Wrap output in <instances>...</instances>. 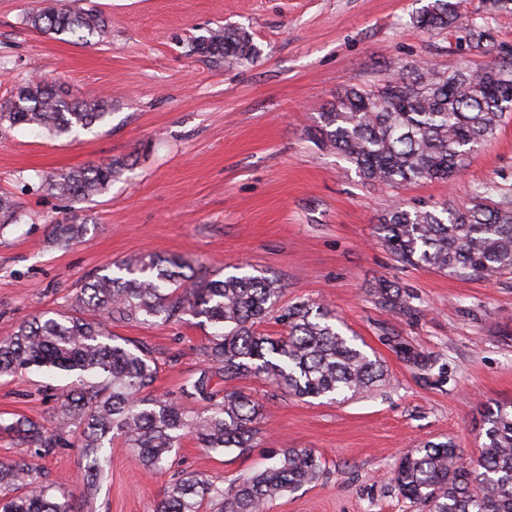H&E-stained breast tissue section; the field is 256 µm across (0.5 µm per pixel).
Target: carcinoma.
Segmentation results:
<instances>
[{"instance_id":"carcinoma-1","label":"carcinoma","mask_w":512,"mask_h":512,"mask_svg":"<svg viewBox=\"0 0 512 512\" xmlns=\"http://www.w3.org/2000/svg\"><path fill=\"white\" fill-rule=\"evenodd\" d=\"M28 25L78 41L108 32L95 8L40 0ZM427 31L458 24L480 45L490 33L462 20L456 4L433 0L415 17ZM194 50L253 64L260 49L238 28L219 27L194 40ZM111 103L68 92L44 79L17 88L0 106V125L32 126L61 136L110 116ZM512 112V57L473 69L448 72L412 69L384 80L375 92L355 84L336 96L314 137L342 155L367 183L446 181L475 148L490 140ZM123 162L86 165L45 177L54 196L85 200L102 193ZM19 206L0 196V230L19 221ZM86 232L83 224H52V243L66 247ZM376 237L400 262L439 273L497 278L512 271V198L494 199L491 187L473 195L465 209L408 210L394 206L378 217ZM87 278L65 312L45 311L0 339V377L38 373L55 380L57 412L50 425L25 416H0V432L29 448V457L0 460V512H78L68 493L43 482L34 459L72 445L86 459L84 492L107 473V445L122 439L149 470L171 465L187 437L208 452L252 446L262 406L242 391L226 392L227 378L259 375L303 398L346 401L383 380L384 367L342 334L327 307L302 301L280 305L278 279L265 273L223 278L199 262L148 252ZM377 304L394 313L412 310L410 296L395 284L374 289ZM285 326L278 337L258 326L271 314ZM190 315L206 329L205 364L179 395L158 394L161 369L155 353L112 334L117 324H167ZM481 454L468 465L451 441L407 450L390 481L415 512H512V405L484 416ZM321 455L308 448L271 451L270 463L216 485L199 473H182L163 492L156 512H267L268 504L318 479Z\"/></svg>"}]
</instances>
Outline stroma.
I'll use <instances>...</instances> for the list:
<instances>
[{"label": "stroma", "instance_id": "stroma-1", "mask_svg": "<svg viewBox=\"0 0 512 512\" xmlns=\"http://www.w3.org/2000/svg\"><path fill=\"white\" fill-rule=\"evenodd\" d=\"M34 0H0V101L38 76L69 93L111 99L102 125L56 138L0 128V195L20 206L0 232V338L46 309L65 308L93 272L147 251L176 254L228 275L246 264L279 279L282 304L313 300L334 310L344 334L381 360L387 380L337 403L298 398L257 377L226 381L264 414L252 448L208 453L184 439L174 471L219 484L260 467L271 447L309 448L325 469L314 483L273 501L268 512H414L389 474L402 451L451 440L480 453L488 409L512 403V274L487 281L396 261L375 239L394 205L470 206L474 188L512 195V119L450 182H363L312 136L345 87L376 88L403 67L479 68L512 52V12L456 0L494 36L476 48L467 31L418 28L430 0H81L109 22L105 39L61 41L27 28ZM234 26L261 55L251 65L197 53L193 39ZM124 167L91 201L48 195L45 175L109 160ZM79 219L80 242L53 244L49 227ZM407 288L413 309L391 313L370 294L380 281ZM164 365L158 392L177 394L204 357L192 316L164 325L114 326ZM429 359L424 371L407 352ZM48 424L56 403L41 377L0 380V415ZM112 468L92 497L86 461L60 448L41 459L43 477L72 494L79 512H155L170 480L148 471L113 440Z\"/></svg>", "mask_w": 512, "mask_h": 512}]
</instances>
